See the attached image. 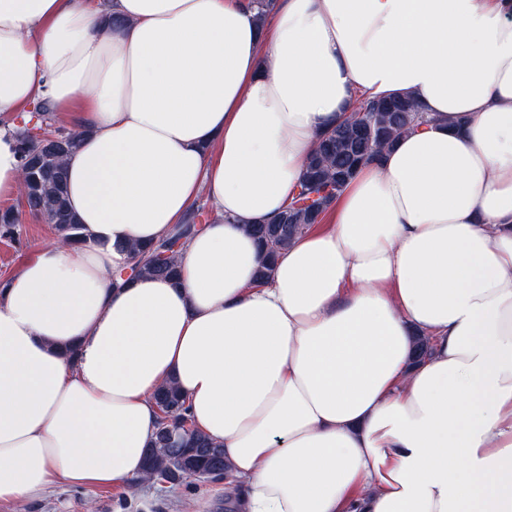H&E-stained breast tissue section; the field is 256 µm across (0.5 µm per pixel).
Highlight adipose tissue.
Returning <instances> with one entry per match:
<instances>
[{"instance_id": "obj_1", "label": "adipose tissue", "mask_w": 512, "mask_h": 512, "mask_svg": "<svg viewBox=\"0 0 512 512\" xmlns=\"http://www.w3.org/2000/svg\"><path fill=\"white\" fill-rule=\"evenodd\" d=\"M397 94L429 123L258 280L251 225ZM39 102L85 240L0 280V501L147 487L172 382L234 512H512V0H0V200ZM202 199L177 279L113 286Z\"/></svg>"}]
</instances>
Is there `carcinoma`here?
<instances>
[{
	"label": "carcinoma",
	"instance_id": "carcinoma-1",
	"mask_svg": "<svg viewBox=\"0 0 512 512\" xmlns=\"http://www.w3.org/2000/svg\"><path fill=\"white\" fill-rule=\"evenodd\" d=\"M38 137L22 123L20 153L24 176L22 201L27 211L55 226L58 234L71 243L83 242L78 224L67 203L63 160L79 142V133L54 126L47 104L38 105ZM422 118L421 107L409 95L371 101L351 113L334 128L322 133L309 156L302 181L290 202L275 221L251 228L264 251L265 260L258 277L265 280L277 256L319 218L357 170L381 157L382 149L392 146ZM208 210H194L192 221L176 225L153 244L135 247L130 253L133 275L173 277L177 256L184 242L193 236ZM162 417L155 440L146 455L147 475L156 481L178 484L186 478L211 479L224 476V449L189 424V406L177 386L169 384L155 395Z\"/></svg>",
	"mask_w": 512,
	"mask_h": 512
}]
</instances>
